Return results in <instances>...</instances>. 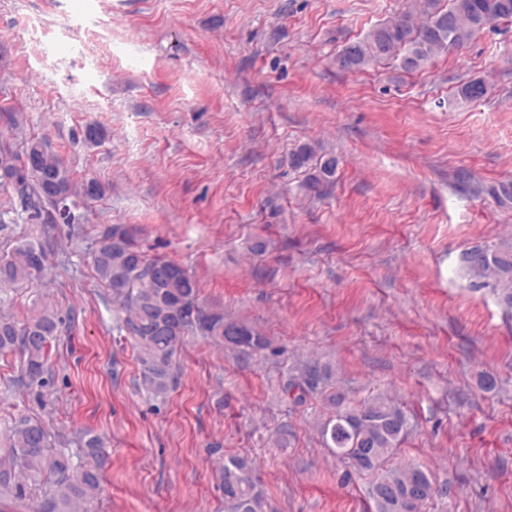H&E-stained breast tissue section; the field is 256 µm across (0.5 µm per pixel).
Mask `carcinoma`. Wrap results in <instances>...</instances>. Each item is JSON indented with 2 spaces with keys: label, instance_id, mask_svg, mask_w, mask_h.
<instances>
[{
  "label": "carcinoma",
  "instance_id": "cac0c4a2",
  "mask_svg": "<svg viewBox=\"0 0 512 512\" xmlns=\"http://www.w3.org/2000/svg\"><path fill=\"white\" fill-rule=\"evenodd\" d=\"M498 21H512V0H452L448 8L438 6V0H410L401 17L374 26L364 38L345 46L336 59L347 72L391 59L415 70ZM3 158L12 165L9 172L0 173V186L13 194L31 220L54 224L60 218L67 223L73 198L100 193L94 181L76 187L45 140L30 141L21 155L0 151ZM335 171V158L320 160L309 177L308 190H318ZM461 260L472 276L501 289L504 302L512 307V246H475L462 253ZM46 261L43 246L32 243L0 254V290L32 281L43 273ZM93 266L119 307L120 335L140 348L142 383L156 397L169 391L172 357L191 330L244 351L265 345V338L248 325L199 307V284L183 266L146 258L119 232L107 234L99 243ZM61 334L62 321L49 311L21 326L0 315V353H19L21 382L27 386L43 382L52 343ZM407 424L400 408L375 401L338 414L325 434L329 447L350 468L375 472L398 447ZM12 440L8 462L0 464L3 493L22 499L28 486L46 483L39 512H97L105 463L99 437L85 440L82 462L53 447L49 432L38 421L20 418L13 426ZM222 479L228 512H265L264 493L248 458L225 459ZM435 493L429 475L414 465L380 474L371 489L377 512H421Z\"/></svg>",
  "mask_w": 512,
  "mask_h": 512
}]
</instances>
